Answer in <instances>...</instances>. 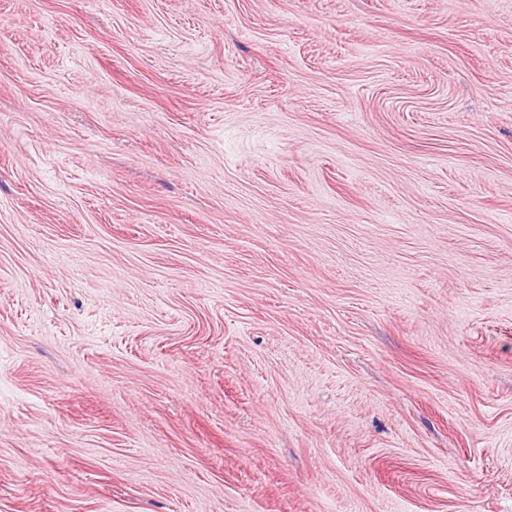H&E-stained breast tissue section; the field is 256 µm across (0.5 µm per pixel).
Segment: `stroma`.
<instances>
[{
    "mask_svg": "<svg viewBox=\"0 0 512 512\" xmlns=\"http://www.w3.org/2000/svg\"><path fill=\"white\" fill-rule=\"evenodd\" d=\"M0 512H512V0H0Z\"/></svg>",
    "mask_w": 512,
    "mask_h": 512,
    "instance_id": "stroma-1",
    "label": "stroma"
}]
</instances>
